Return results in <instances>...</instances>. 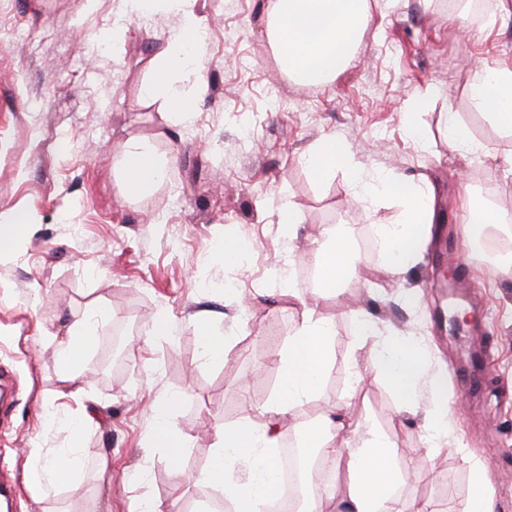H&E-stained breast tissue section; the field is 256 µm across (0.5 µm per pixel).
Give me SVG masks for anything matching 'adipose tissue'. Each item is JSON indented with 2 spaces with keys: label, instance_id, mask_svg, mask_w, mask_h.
<instances>
[{
  "label": "adipose tissue",
  "instance_id": "obj_1",
  "mask_svg": "<svg viewBox=\"0 0 512 512\" xmlns=\"http://www.w3.org/2000/svg\"><path fill=\"white\" fill-rule=\"evenodd\" d=\"M198 0H116L123 16L162 13L178 16L162 50L148 59L151 77L141 88L147 99H162L170 114L191 121L195 106L209 91L200 35L204 30L197 12ZM266 36L276 49L283 73L292 81L319 87L330 83L351 60L357 38L367 21L366 0H267ZM471 97L499 127L512 130V68H482L471 84ZM312 175L320 180L336 169H344L355 198L364 203L380 194L398 199L402 205L399 224L381 227L387 266L398 272L416 260L424 247V227L432 223L434 201L416 182L396 176L366 178L347 144L336 137L320 140L305 156ZM170 161L160 156L140 136L125 140L119 153L115 187L129 201L148 195L165 178ZM360 257L349 238L336 227L326 228L317 242L316 272L322 288L332 291L352 278ZM109 314L103 308L90 310L74 322L68 339L59 348L58 364L63 378L75 390L85 383V355L101 323ZM356 336L380 337L381 350L374 369L382 375L399 400L400 407L423 405L424 430L428 442L439 446L448 428V398L431 374L430 356L413 336L381 338L378 323L359 316ZM334 329L330 319L305 308L299 324L276 359L280 384L274 396L259 410L260 426L227 424L217 432L207 469L199 479L223 491L232 512H267L277 485L278 449L282 428L296 419L298 409L320 391L333 359ZM182 400L173 394L156 404L149 445L162 449L166 467L179 479H187L183 468L186 439L173 425ZM86 417L70 424L71 448L64 463L46 460L40 449L30 453L27 484L33 500L39 501L60 480L80 467V441ZM342 424L335 411H327L306 428V445L321 450L326 458L343 459L346 477L330 491V498L343 503V512H430L427 505L402 500L398 489L407 477L404 457L387 436L369 429L357 443L337 441Z\"/></svg>",
  "mask_w": 512,
  "mask_h": 512
}]
</instances>
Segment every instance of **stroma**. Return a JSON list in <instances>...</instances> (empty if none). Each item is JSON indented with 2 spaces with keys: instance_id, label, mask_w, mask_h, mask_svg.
<instances>
[{
  "instance_id": "1",
  "label": "stroma",
  "mask_w": 512,
  "mask_h": 512,
  "mask_svg": "<svg viewBox=\"0 0 512 512\" xmlns=\"http://www.w3.org/2000/svg\"><path fill=\"white\" fill-rule=\"evenodd\" d=\"M112 2L100 0L91 14L85 0H0V212L23 210L31 222L28 238L0 257V367L21 389L0 426V449H14L22 472L34 447L61 460L65 419L86 408L96 413L79 480L38 502L22 492L16 512H128L127 472L142 466L146 491L169 512H204L217 491L176 479L160 449H148L151 406L182 394L174 425L188 440L184 467L202 471L221 426L257 420L280 380L274 360L307 304L335 328L333 363L313 405L347 408L351 440L372 427L407 451L402 499L452 512L472 491L471 457L486 468L496 512H512V275L483 262L464 233L465 196L478 184L512 217V131L496 126L469 93L476 69L512 67V13L500 0H483L469 17L440 11L436 0H368L350 64L326 86L303 87L280 69L261 0H199L211 35L203 46L209 92L192 122L182 123L140 95L147 57L162 49L176 16H161L148 42L132 38L118 56L82 50L112 26ZM35 99L42 110L34 115ZM451 116L476 151L449 150ZM412 121L420 136L411 134ZM246 126L252 136L245 141ZM49 130L67 140L64 151L46 154ZM132 135L174 158L165 181L135 202L114 187L115 151ZM327 136L345 141L369 176H405L429 188L436 220L419 262L391 273L375 241L337 298L319 301L301 278L315 266L319 228L348 226L357 241L399 215L387 196L359 207L343 172L324 182L311 177L304 156ZM289 199L305 215L291 230L277 215ZM227 237L250 242L242 264L215 258ZM447 249L460 258L455 275L473 283L462 300L477 319L471 347L485 364L477 373L435 315V300L448 289L428 290L443 278L438 257ZM287 286L297 297L283 295ZM412 291L422 295L416 309L402 301ZM97 306L110 319L89 352V371L108 356L113 326L136 329L117 377L90 379L78 393L58 373V346L71 323ZM159 312L179 332L146 342ZM197 314L233 337L222 364H204L190 325ZM360 314L426 343L450 400L441 449L428 446L422 411L399 410L373 372V339L353 333ZM356 370L364 375L357 386ZM104 451L112 455L108 482L97 470Z\"/></svg>"
}]
</instances>
